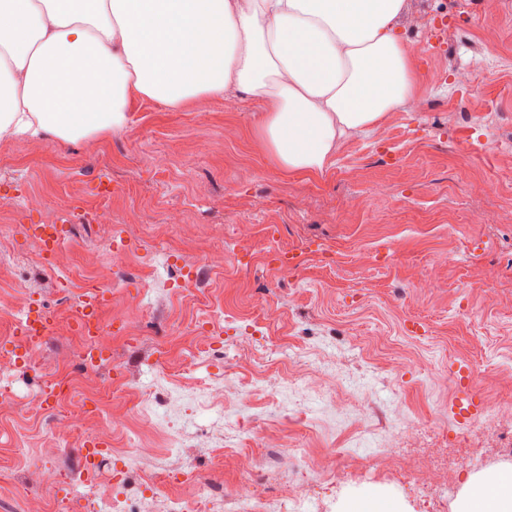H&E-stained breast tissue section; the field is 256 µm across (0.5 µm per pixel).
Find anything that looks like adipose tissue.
<instances>
[{"instance_id": "obj_1", "label": "adipose tissue", "mask_w": 512, "mask_h": 512, "mask_svg": "<svg viewBox=\"0 0 512 512\" xmlns=\"http://www.w3.org/2000/svg\"><path fill=\"white\" fill-rule=\"evenodd\" d=\"M406 0H0V139L123 129L133 96L259 102L284 172L321 176L338 138L413 90ZM456 512H512V474L469 476Z\"/></svg>"}]
</instances>
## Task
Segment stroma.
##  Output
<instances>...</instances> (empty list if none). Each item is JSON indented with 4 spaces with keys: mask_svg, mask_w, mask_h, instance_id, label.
I'll list each match as a JSON object with an SVG mask.
<instances>
[{
    "mask_svg": "<svg viewBox=\"0 0 512 512\" xmlns=\"http://www.w3.org/2000/svg\"><path fill=\"white\" fill-rule=\"evenodd\" d=\"M401 33L425 110L407 103L341 138L321 177L283 172L260 139L259 107L235 91L177 111L138 96L122 130L76 142L51 134L0 139V196L20 202L0 211V251L12 257L0 265V358L15 363L12 377L0 380L9 390L0 398V471L9 474L0 480V512H26L29 496L45 495L37 478L44 462L65 477L57 492L67 512H88L79 494L87 485L100 499L128 491L137 512H151L180 494L167 474L187 464L229 499L243 477L220 449L234 436L257 461L253 483L275 497L296 478L280 449L260 445V434L275 427L324 457L342 445L356 450L337 462L331 491L312 512H339L345 498L365 492L361 472L381 448L398 455L377 463L379 488L400 512H432L399 481L414 460L498 447L501 422L473 423L459 405L481 401L489 385L512 403V370L482 369L489 357L512 361V0H407ZM471 61L482 65L473 96L431 79ZM162 152L171 164L160 172L153 162ZM349 163L357 180L340 175ZM103 184L111 195L101 196ZM30 195L43 206H25ZM350 195L368 197L369 207L339 214ZM63 208L69 232L48 262L24 228L54 223ZM300 252L299 273L280 276L274 256ZM164 253L174 270H157ZM117 254L128 279L100 311L112 336L99 342V359L71 401L96 410L84 433L70 435L30 402L47 383L67 380L85 340L47 334L28 368L15 309L31 301L50 318L77 316L83 280ZM424 275L435 288L417 289ZM410 320L425 323L427 335L406 333ZM206 323L221 326L217 339L235 356L233 367L202 355L197 328ZM280 342L320 346L338 374L360 381L361 393L336 395L347 413L318 399L303 418L290 403L271 411L267 401L285 394L288 375L314 378L307 367L269 363L266 347ZM433 368L464 371L468 383L444 375L429 392L423 379ZM257 372L267 380L251 397ZM206 376L228 402L251 397L245 430L218 424L164 448L162 431L140 412L141 384L156 380L158 410L176 421L195 378ZM432 416L463 431L464 443L434 435L400 444L401 419ZM128 433L149 437L158 451L128 461ZM91 435L106 449L87 466L78 452Z\"/></svg>",
    "mask_w": 512,
    "mask_h": 512,
    "instance_id": "35a3bbf8",
    "label": "stroma"
}]
</instances>
